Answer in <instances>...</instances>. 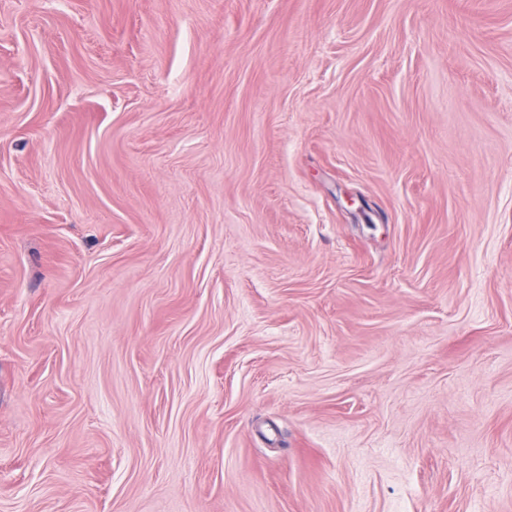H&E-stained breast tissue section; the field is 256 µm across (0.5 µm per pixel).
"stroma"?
<instances>
[{
    "mask_svg": "<svg viewBox=\"0 0 512 512\" xmlns=\"http://www.w3.org/2000/svg\"><path fill=\"white\" fill-rule=\"evenodd\" d=\"M0 512H512V0H0Z\"/></svg>",
    "mask_w": 512,
    "mask_h": 512,
    "instance_id": "stroma-1",
    "label": "stroma"
}]
</instances>
